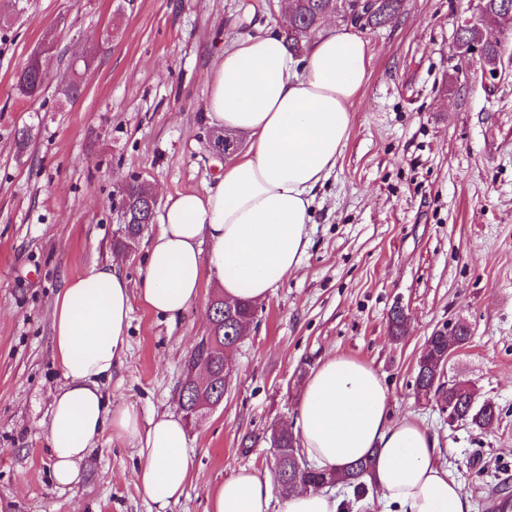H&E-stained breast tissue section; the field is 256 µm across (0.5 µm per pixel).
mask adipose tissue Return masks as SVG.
I'll return each instance as SVG.
<instances>
[{"label": "adipose tissue", "instance_id": "ef3b65f1", "mask_svg": "<svg viewBox=\"0 0 512 512\" xmlns=\"http://www.w3.org/2000/svg\"><path fill=\"white\" fill-rule=\"evenodd\" d=\"M370 46L361 34L326 22L304 55L280 31L241 37L205 75V116L246 149L201 192L168 196L139 283L117 264L92 266L68 280L52 310V352L64 383L47 427L55 482L80 480V465L102 439L136 443L134 482L158 510L182 495L191 471L185 423L162 413L141 421L103 390L128 346L131 303L176 320L209 276L225 298L257 305L300 266L316 191L347 143L352 106L365 85ZM293 429L306 458L341 470L376 456L375 490L395 512H472L441 459L436 434L418 420L392 419L376 369L332 354L312 370L298 396ZM341 512L326 491L276 497L269 478L242 468L207 492V512Z\"/></svg>", "mask_w": 512, "mask_h": 512}]
</instances>
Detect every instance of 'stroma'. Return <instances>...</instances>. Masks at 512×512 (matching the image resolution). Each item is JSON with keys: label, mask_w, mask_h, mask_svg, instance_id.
<instances>
[{"label": "stroma", "mask_w": 512, "mask_h": 512, "mask_svg": "<svg viewBox=\"0 0 512 512\" xmlns=\"http://www.w3.org/2000/svg\"><path fill=\"white\" fill-rule=\"evenodd\" d=\"M468 0H403L370 42L368 79L349 138L318 191L299 269L257 305L233 352L223 403L188 429L192 475L168 512H205L206 493L240 468L272 475V425L292 423L301 387L331 353L371 364L393 417L433 430L473 512L512 496V76L485 77L458 49ZM281 0H31L0 18V512H152L130 480L131 443L102 441L81 480L58 487L47 450L49 411L63 384L52 355V306L66 281L118 262L139 281L147 226L119 250L121 183L140 181L157 204L203 191L224 166L204 115L205 74L235 39L282 26ZM52 42L51 88L30 99L15 77ZM91 57L82 97L56 91L73 58ZM31 131L17 151L16 135ZM216 286L176 322L134 305L129 351L106 390L141 420L178 411L183 361L209 329ZM407 314L403 340L387 318ZM469 326L447 374L493 402L485 430L448 425L413 392L428 336ZM251 440L243 449L242 440Z\"/></svg>", "instance_id": "obj_1"}]
</instances>
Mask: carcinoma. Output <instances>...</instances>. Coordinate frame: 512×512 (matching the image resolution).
<instances>
[{"label":"carcinoma","mask_w":512,"mask_h":512,"mask_svg":"<svg viewBox=\"0 0 512 512\" xmlns=\"http://www.w3.org/2000/svg\"><path fill=\"white\" fill-rule=\"evenodd\" d=\"M358 0H292L291 16L288 27L284 29L285 43L288 48L298 54L303 50L312 33L322 21L331 15L344 19L349 11L356 9ZM403 0H378L373 11L364 14L365 24L376 26L398 13ZM484 9L491 13L495 23L504 31H512V0H483ZM457 43L470 47L478 46L479 54L485 61L495 59L500 50L497 42L480 40L479 33L473 28L456 31ZM51 49L42 48L32 60L16 76L15 84L19 94L33 98L41 95L50 81L48 61ZM88 62L81 61L73 69V75L61 84L60 94L68 102H75L84 92L80 77L82 68ZM123 238L116 241V248L126 247L139 236L142 225L152 221L155 203L148 200L149 190L143 184L133 181L121 189ZM217 301L210 322L213 323L211 333L206 340L198 341L186 358V366L193 365L204 368L206 375L196 379L186 378L179 390V406L186 416L196 412L197 402L202 397L216 403L224 398V352L220 347L233 349L238 340L242 325L253 320L255 307L246 301L224 302V294H216ZM388 330L391 338L400 341L406 333V317L391 315L388 317ZM470 341L467 331L457 334L453 349H448V338L445 331L437 330L427 338L424 351L417 361L414 381L415 394L426 400L435 397L438 401L457 409L456 421L472 429L485 430L499 418V409L491 402H479L471 405L473 395L461 386L458 381L442 380L441 371L445 361L436 360L440 355L456 353ZM276 445L281 459L275 462V479L283 488L303 486L313 490L332 487V483L346 484L356 490V494L366 493L368 480L371 478L374 458L366 456L342 473H330L305 465L297 466L291 458L295 454L305 459L302 448L296 437L285 431L281 433Z\"/></svg>","instance_id":"cac0c4a2"}]
</instances>
